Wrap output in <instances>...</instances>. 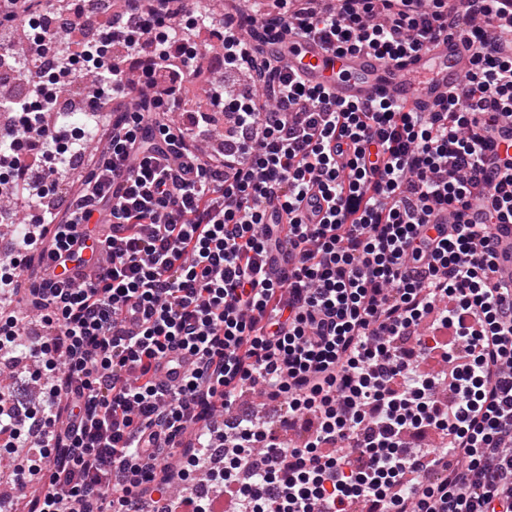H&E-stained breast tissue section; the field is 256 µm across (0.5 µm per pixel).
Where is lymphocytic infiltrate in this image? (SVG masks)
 <instances>
[{"label": "lymphocytic infiltrate", "mask_w": 512, "mask_h": 512, "mask_svg": "<svg viewBox=\"0 0 512 512\" xmlns=\"http://www.w3.org/2000/svg\"><path fill=\"white\" fill-rule=\"evenodd\" d=\"M266 21L215 18L224 70L242 91L204 93L232 126L204 156L213 113L180 125L201 54L197 9L125 0L128 25L97 44L33 29L32 0H0L49 68L6 101L0 186L25 205L0 255V360H32L42 392L21 407L0 386V449L26 512H205L168 489L211 471L238 512H314L358 499L372 512H512V288L491 275L496 225L512 224V152L492 128L512 116V31L499 0H340ZM300 30L340 53L400 62L464 30L477 52L462 93L437 112L345 102L282 71L253 31ZM116 113L79 191L64 185L88 144L53 120L62 88ZM493 101L484 122L474 111ZM354 153L338 163L331 144ZM326 202L319 223L302 203ZM450 215L452 229L437 224ZM37 255L38 268L25 261ZM182 381L158 379L173 352ZM459 449L440 466L408 432ZM169 360H176L177 363H171L169 367H167V362ZM192 361L193 358L188 356L180 354L169 355L162 361L159 374L165 382L170 384L177 383V381L182 377L183 373L190 367Z\"/></svg>", "instance_id": "obj_1"}]
</instances>
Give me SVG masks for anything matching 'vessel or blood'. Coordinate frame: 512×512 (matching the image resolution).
Listing matches in <instances>:
<instances>
[{"instance_id": "vessel-or-blood-1", "label": "vessel or blood", "mask_w": 512, "mask_h": 512, "mask_svg": "<svg viewBox=\"0 0 512 512\" xmlns=\"http://www.w3.org/2000/svg\"><path fill=\"white\" fill-rule=\"evenodd\" d=\"M265 50L278 56L306 86L329 87L346 102L369 105L387 99L416 112L438 108L471 68L467 36L459 31L440 36L429 52L402 66L384 63L366 48L337 54L317 37L301 33L272 37ZM492 250L493 278L512 287L511 224L495 230Z\"/></svg>"}]
</instances>
